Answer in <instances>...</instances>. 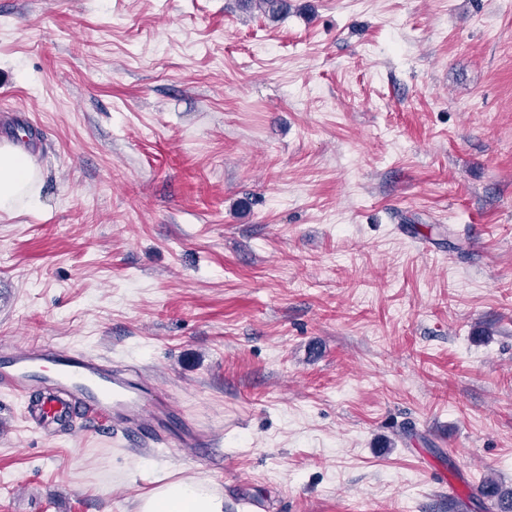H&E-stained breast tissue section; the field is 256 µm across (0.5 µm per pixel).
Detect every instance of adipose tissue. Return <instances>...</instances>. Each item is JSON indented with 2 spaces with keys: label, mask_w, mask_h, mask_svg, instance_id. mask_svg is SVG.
Returning <instances> with one entry per match:
<instances>
[{
  "label": "adipose tissue",
  "mask_w": 512,
  "mask_h": 512,
  "mask_svg": "<svg viewBox=\"0 0 512 512\" xmlns=\"http://www.w3.org/2000/svg\"><path fill=\"white\" fill-rule=\"evenodd\" d=\"M38 172L29 157L11 144L0 146V213L11 214L19 201L36 206L33 190ZM135 512H224V498L204 479L156 478L141 494Z\"/></svg>",
  "instance_id": "1"
}]
</instances>
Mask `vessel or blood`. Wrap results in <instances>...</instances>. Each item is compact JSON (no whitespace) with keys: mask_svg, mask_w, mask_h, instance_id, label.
<instances>
[{"mask_svg":"<svg viewBox=\"0 0 512 512\" xmlns=\"http://www.w3.org/2000/svg\"><path fill=\"white\" fill-rule=\"evenodd\" d=\"M40 386L42 399L30 415L46 428L74 418L107 419L120 429L129 446H164L170 402L151 393L144 379L101 359L45 342L27 349L0 352V388L22 396Z\"/></svg>","mask_w":512,"mask_h":512,"instance_id":"b4317fda","label":"vessel or blood"}]
</instances>
